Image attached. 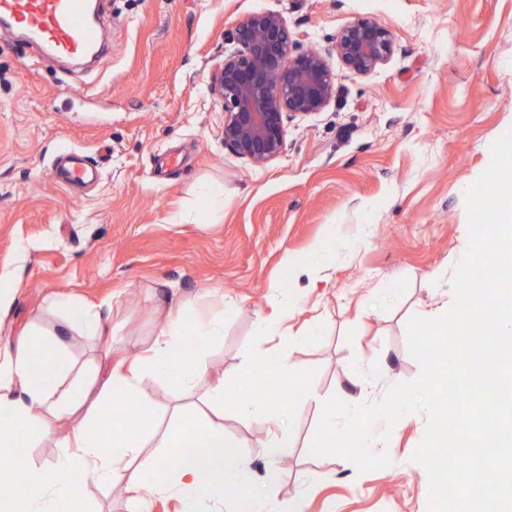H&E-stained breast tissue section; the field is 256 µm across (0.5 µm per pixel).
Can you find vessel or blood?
Segmentation results:
<instances>
[{
    "instance_id": "vessel-or-blood-1",
    "label": "vessel or blood",
    "mask_w": 512,
    "mask_h": 512,
    "mask_svg": "<svg viewBox=\"0 0 512 512\" xmlns=\"http://www.w3.org/2000/svg\"><path fill=\"white\" fill-rule=\"evenodd\" d=\"M0 28L70 60L98 57L109 40L106 28L91 20L89 0H0Z\"/></svg>"
}]
</instances>
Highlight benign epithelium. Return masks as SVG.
Listing matches in <instances>:
<instances>
[{
    "mask_svg": "<svg viewBox=\"0 0 512 512\" xmlns=\"http://www.w3.org/2000/svg\"><path fill=\"white\" fill-rule=\"evenodd\" d=\"M232 48L213 77L211 91L224 106V147L255 167L279 157L285 119L324 109L336 93L325 53L303 46L279 12L249 14L227 35ZM388 29L357 20L336 37L333 51L344 66L369 74L393 54Z\"/></svg>",
    "mask_w": 512,
    "mask_h": 512,
    "instance_id": "benign-epithelium-1",
    "label": "benign epithelium"
}]
</instances>
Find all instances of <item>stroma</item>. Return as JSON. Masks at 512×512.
Segmentation results:
<instances>
[{
	"label": "stroma",
	"instance_id": "stroma-1",
	"mask_svg": "<svg viewBox=\"0 0 512 512\" xmlns=\"http://www.w3.org/2000/svg\"><path fill=\"white\" fill-rule=\"evenodd\" d=\"M111 33L92 72L65 69L20 37L0 36V280L15 290L0 346L61 334L75 370L100 363L97 339L64 328L53 296L112 318L116 354L149 346L170 308L187 325L223 318L215 342L188 336L227 391L261 357L289 397V447L265 485L266 427L226 418L272 512H427L429 478L410 457L426 429L411 413L390 429L389 466L358 472L308 447L323 403L366 381L375 401L417 377L412 316L453 304L468 242L464 196L512 132V0H97ZM282 13L305 45L331 48L347 24L390 30L394 51L359 75L336 56V95L288 121L284 150L257 168L224 147V108L210 91L228 32L256 10ZM78 150L99 170L72 193L50 172ZM224 187L216 213L199 187ZM279 325L258 335L259 321ZM153 414L210 415L145 374ZM88 512H131L122 484L75 475Z\"/></svg>",
	"mask_w": 512,
	"mask_h": 512
}]
</instances>
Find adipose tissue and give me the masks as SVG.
<instances>
[{"mask_svg":"<svg viewBox=\"0 0 512 512\" xmlns=\"http://www.w3.org/2000/svg\"><path fill=\"white\" fill-rule=\"evenodd\" d=\"M55 303L67 329L112 341V322L101 311L62 297ZM186 331L180 315L172 314L142 353L105 360L100 367L103 380L92 402L87 399L89 379L77 378L68 390H60V380L72 371L60 338L29 333L0 348V449L9 452L7 466L0 468V512H69L67 477L75 473L101 484L123 482L136 505L149 496L170 493L181 500L184 512H197L201 499L221 503L237 492L239 512H266L265 496L247 491V467L223 423H205L178 409L164 426L153 416L141 367L188 393L208 380L204 357L182 354ZM206 399L214 408H231L239 420H263L280 412L279 405L264 404L253 387L230 396L220 387L208 389ZM61 422L70 423L71 429L58 438L59 455L33 466L26 447L56 438ZM146 438L164 451L149 464L156 474L151 483L141 468L131 465Z\"/></svg>","mask_w":512,"mask_h":512,"instance_id":"adipose-tissue-1","label":"adipose tissue"}]
</instances>
